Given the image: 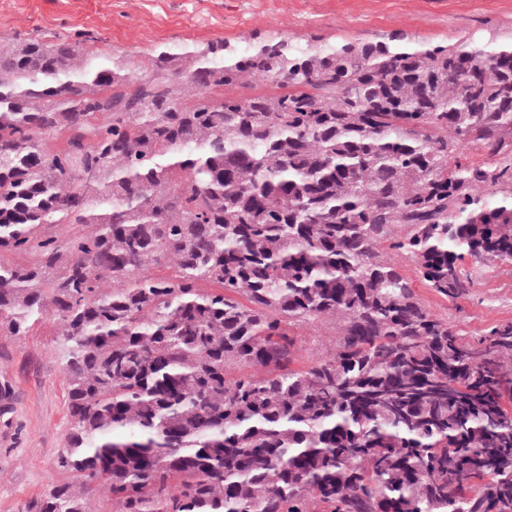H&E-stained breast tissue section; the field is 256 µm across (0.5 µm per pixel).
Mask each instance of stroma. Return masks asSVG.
I'll use <instances>...</instances> for the list:
<instances>
[{"label": "stroma", "instance_id": "stroma-1", "mask_svg": "<svg viewBox=\"0 0 512 512\" xmlns=\"http://www.w3.org/2000/svg\"><path fill=\"white\" fill-rule=\"evenodd\" d=\"M272 35L300 42L507 41L512 0H0V40L91 39L134 62L161 45ZM472 276L474 288L464 298L416 287L425 307L464 336L512 321V264L491 262ZM58 332L49 319L23 336L0 335V512H28L42 494L71 480L57 466L71 428ZM293 332L302 366L335 339L324 322Z\"/></svg>", "mask_w": 512, "mask_h": 512}]
</instances>
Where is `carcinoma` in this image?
Here are the masks:
<instances>
[{"mask_svg": "<svg viewBox=\"0 0 512 512\" xmlns=\"http://www.w3.org/2000/svg\"><path fill=\"white\" fill-rule=\"evenodd\" d=\"M6 251L0 331L53 319L68 386L36 512H512V323L391 263L459 298L512 262V41H1ZM394 261L402 273L415 280L416 294L425 307L455 326L462 336H480L495 324L512 321L511 263L491 262L474 269L465 262V269L472 272L474 288L467 297L449 299L417 281L410 260L395 256ZM293 332L299 347L296 367L307 365L323 356L335 339L333 327L324 322L300 324L294 327Z\"/></svg>", "mask_w": 512, "mask_h": 512, "instance_id": "cac0c4a2", "label": "carcinoma"}]
</instances>
